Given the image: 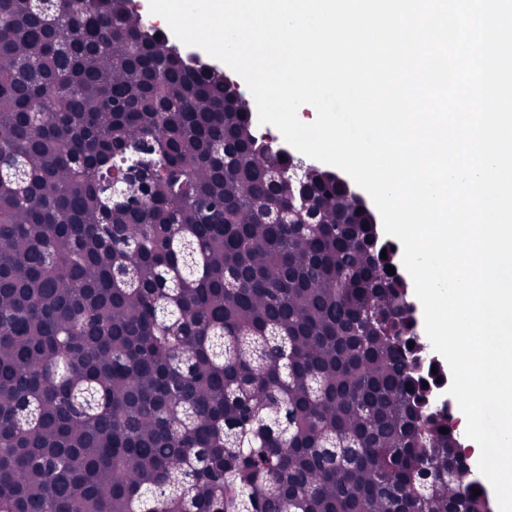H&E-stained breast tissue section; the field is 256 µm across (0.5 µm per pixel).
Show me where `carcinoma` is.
<instances>
[{"label": "carcinoma", "mask_w": 512, "mask_h": 512, "mask_svg": "<svg viewBox=\"0 0 512 512\" xmlns=\"http://www.w3.org/2000/svg\"><path fill=\"white\" fill-rule=\"evenodd\" d=\"M37 5L0 0V512H484L369 210L129 0Z\"/></svg>", "instance_id": "carcinoma-1"}]
</instances>
